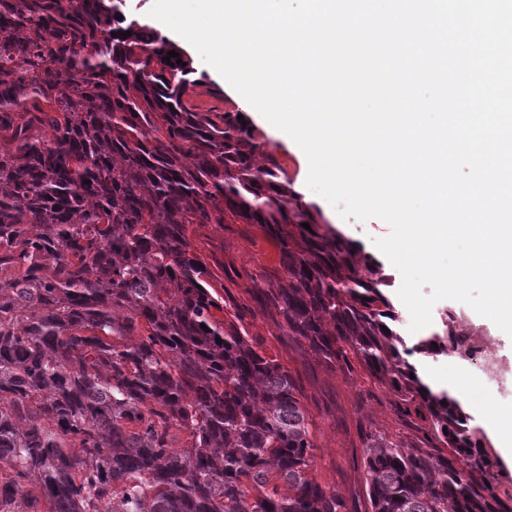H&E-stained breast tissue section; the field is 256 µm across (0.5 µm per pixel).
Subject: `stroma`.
<instances>
[{"instance_id": "35a3bbf8", "label": "stroma", "mask_w": 512, "mask_h": 512, "mask_svg": "<svg viewBox=\"0 0 512 512\" xmlns=\"http://www.w3.org/2000/svg\"><path fill=\"white\" fill-rule=\"evenodd\" d=\"M186 53L194 68L190 79L198 93L195 100L198 111L216 112L235 106L236 101L221 75L203 62L195 48H187ZM309 204L318 211L322 223L331 225L380 264L391 288L400 287V272L374 244L375 239L389 234L387 223L377 218L365 222L343 219L316 193ZM188 236L197 254L208 260L216 258L237 265L262 262L269 266L275 260V251L264 241L259 228L248 224H234L227 230L211 224L189 230ZM432 321L431 331L440 337H447L452 326L465 337L461 350L434 357V365L444 370L461 365L482 377L493 374L496 383L488 389V396L505 404L512 403V348L506 346L493 325L468 305L451 299L435 303ZM255 331L264 339L266 353L287 367L303 386L305 404L318 424L314 451L317 480L354 500L357 506H364L365 436L418 447L422 444L421 433L399 415L394 396L362 368L347 372L318 364L297 346L282 342L269 323L257 322Z\"/></svg>"}]
</instances>
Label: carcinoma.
<instances>
[{
  "label": "carcinoma",
  "mask_w": 512,
  "mask_h": 512,
  "mask_svg": "<svg viewBox=\"0 0 512 512\" xmlns=\"http://www.w3.org/2000/svg\"><path fill=\"white\" fill-rule=\"evenodd\" d=\"M191 72L126 0H0V512H352L257 320L326 367L356 358L424 422L430 448L366 443L368 512H512L459 402L405 358L455 330L407 346L379 264L237 109L197 111ZM207 224L258 226L275 267L216 287L188 237Z\"/></svg>",
  "instance_id": "1"
}]
</instances>
